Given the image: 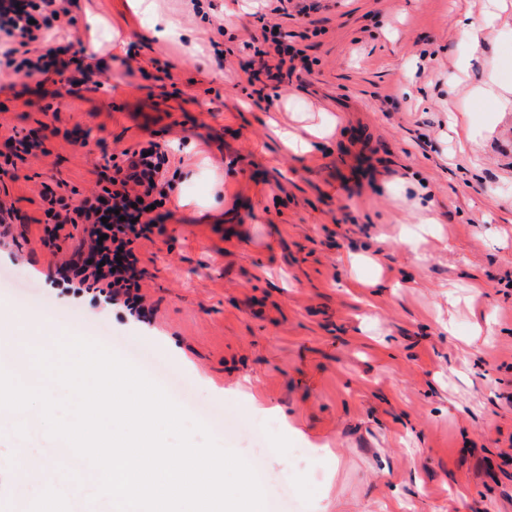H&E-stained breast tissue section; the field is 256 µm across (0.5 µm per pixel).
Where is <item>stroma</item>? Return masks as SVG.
<instances>
[{"label":"stroma","instance_id":"1","mask_svg":"<svg viewBox=\"0 0 512 512\" xmlns=\"http://www.w3.org/2000/svg\"><path fill=\"white\" fill-rule=\"evenodd\" d=\"M179 22L147 33L128 0H72L71 36L105 63L99 91L15 77L0 93V150L53 124L28 158L0 233V315L106 345L142 370L223 447L311 449L308 466L263 458L266 500L303 512H512V0H153ZM309 67L245 91L258 13ZM499 16L495 44L461 46L456 21ZM135 44L116 53L113 34ZM468 69H461L462 58ZM170 78L143 79L152 59ZM505 89L486 103L489 75ZM277 122L312 151L293 153ZM176 144L172 217L137 251L154 309L139 322L56 286L41 243L50 178L86 196L104 158L149 139ZM433 205L437 222L419 218ZM37 410L0 416V512H71L43 485L95 490ZM287 487H280V477Z\"/></svg>","mask_w":512,"mask_h":512}]
</instances>
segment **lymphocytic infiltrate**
Masks as SVG:
<instances>
[{"instance_id":"1","label":"lymphocytic infiltrate","mask_w":512,"mask_h":512,"mask_svg":"<svg viewBox=\"0 0 512 512\" xmlns=\"http://www.w3.org/2000/svg\"><path fill=\"white\" fill-rule=\"evenodd\" d=\"M68 0H0V73L27 77L60 76L69 93H78L93 74L85 64L75 40L51 41L50 30L74 27ZM262 48L256 49L258 67H245L248 84L259 79L281 81L284 66L302 58V50L289 44L286 33L273 24L262 23ZM125 164H113L111 172H100V189L78 202L43 186L40 196L46 204L42 242L51 253L69 240L71 226L80 224L85 235L74 256L56 268V281L74 292L96 291L99 300L126 308L145 319L147 307L141 293L147 275L141 267L136 243L162 232L169 217L171 181L162 180L169 154L154 140L139 150H124ZM91 262H82L83 253Z\"/></svg>"}]
</instances>
